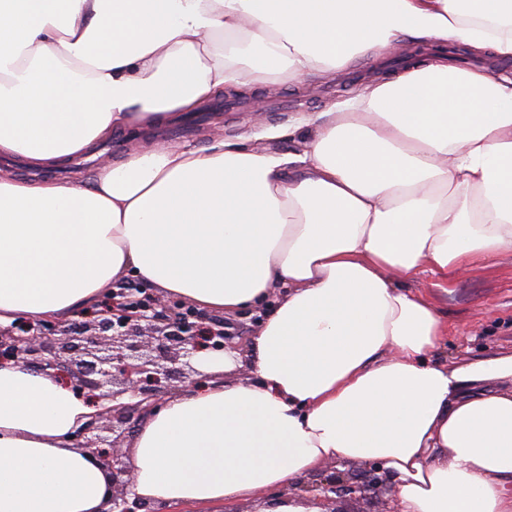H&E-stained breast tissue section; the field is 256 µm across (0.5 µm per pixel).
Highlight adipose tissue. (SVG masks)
<instances>
[{
  "instance_id": "adipose-tissue-1",
  "label": "adipose tissue",
  "mask_w": 512,
  "mask_h": 512,
  "mask_svg": "<svg viewBox=\"0 0 512 512\" xmlns=\"http://www.w3.org/2000/svg\"><path fill=\"white\" fill-rule=\"evenodd\" d=\"M512 59V0H0V157L54 169L225 86L324 77L393 43ZM296 152L245 138L156 144L89 179L0 170V327L65 319L125 276L212 313L263 308L250 378L196 353L206 387L134 435L154 505L320 512L284 494L377 463L399 512H512V354L442 361L427 293L512 252V76L439 62L303 121ZM52 375L0 366V512H108L74 433L99 412Z\"/></svg>"
}]
</instances>
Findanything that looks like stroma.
Masks as SVG:
<instances>
[{"label":"stroma","instance_id":"35a3bbf8","mask_svg":"<svg viewBox=\"0 0 512 512\" xmlns=\"http://www.w3.org/2000/svg\"><path fill=\"white\" fill-rule=\"evenodd\" d=\"M405 70V63L395 51L377 60L362 58L336 75L314 81V94L305 98L299 97V86L295 83L288 86L271 83L256 88V95L265 97L270 104L285 96L295 97L297 105L290 111H268L257 119L246 106L237 112L212 114L201 107L186 117L191 134L163 129L154 134L153 139L173 145L203 147L210 144L215 133L221 132L228 137H247L249 146L259 150L290 152L305 138V130H297L294 136L279 140L266 138V131L272 127H288L299 116L313 115L331 104L347 101L361 85L373 82L376 73H385L391 80ZM137 142L132 130L120 129L113 132L100 154L60 169L42 174L29 169L20 158L1 159L0 167L25 180H35L42 175L49 179L73 180L92 175L103 164L119 161ZM435 302L448 319V345L443 355L449 361L461 363L475 357L512 354V255H503L486 268L461 272L455 288L436 294Z\"/></svg>","mask_w":512,"mask_h":512}]
</instances>
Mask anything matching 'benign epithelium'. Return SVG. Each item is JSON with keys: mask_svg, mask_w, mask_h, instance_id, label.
I'll use <instances>...</instances> for the list:
<instances>
[{"mask_svg": "<svg viewBox=\"0 0 512 512\" xmlns=\"http://www.w3.org/2000/svg\"><path fill=\"white\" fill-rule=\"evenodd\" d=\"M235 339L223 321L181 302L151 296L143 303L114 293L100 309L67 327L39 316L0 327V365L11 362L59 375L77 393L109 403L76 433V445L100 461L112 479L108 512H142L146 503L129 497L132 470L118 443L131 423L162 406L196 352H221L232 348ZM386 484L387 473L371 464L323 471L300 490L322 512H373L340 503H370Z\"/></svg>", "mask_w": 512, "mask_h": 512, "instance_id": "7a95c632", "label": "benign epithelium"}]
</instances>
